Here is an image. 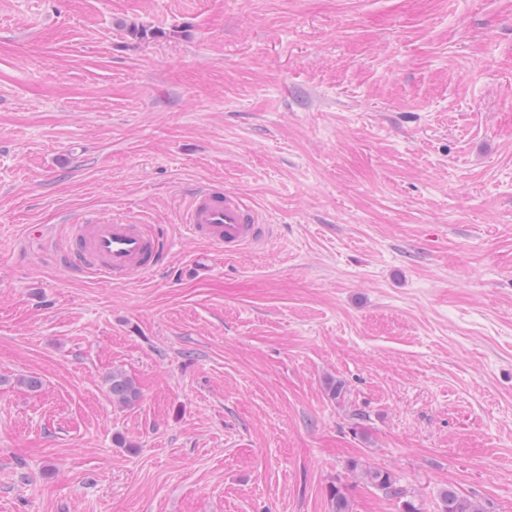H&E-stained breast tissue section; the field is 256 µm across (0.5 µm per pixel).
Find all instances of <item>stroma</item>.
<instances>
[{"label":"stroma","mask_w":512,"mask_h":512,"mask_svg":"<svg viewBox=\"0 0 512 512\" xmlns=\"http://www.w3.org/2000/svg\"><path fill=\"white\" fill-rule=\"evenodd\" d=\"M206 184L269 235L186 237ZM119 213L161 268L61 262ZM334 485L512 512V0H0V512H332ZM105 383L112 400L122 406L132 405L140 399L139 387L122 370H112V373L106 377ZM368 482L387 496L400 497L403 491L398 486L397 477L388 470L368 469L365 471ZM439 512H484V510L471 498L453 489H445L440 493Z\"/></svg>","instance_id":"1"}]
</instances>
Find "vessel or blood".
I'll return each mask as SVG.
<instances>
[{
	"instance_id": "b4317fda",
	"label": "vessel or blood",
	"mask_w": 512,
	"mask_h": 512,
	"mask_svg": "<svg viewBox=\"0 0 512 512\" xmlns=\"http://www.w3.org/2000/svg\"><path fill=\"white\" fill-rule=\"evenodd\" d=\"M183 228L188 237L229 254L259 243L267 231L258 210L239 193L214 185L190 195ZM169 247L168 239L149 225L114 218L81 224L63 261L79 272L128 281L156 269Z\"/></svg>"
}]
</instances>
